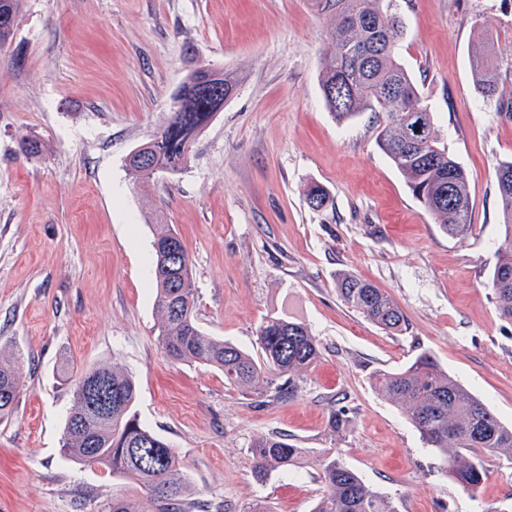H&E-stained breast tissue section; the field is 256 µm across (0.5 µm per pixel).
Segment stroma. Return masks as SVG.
Segmentation results:
<instances>
[{"instance_id":"1","label":"stroma","mask_w":512,"mask_h":512,"mask_svg":"<svg viewBox=\"0 0 512 512\" xmlns=\"http://www.w3.org/2000/svg\"><path fill=\"white\" fill-rule=\"evenodd\" d=\"M398 52L448 152L469 177L471 227L445 234L378 144L382 113L341 121L320 89L331 21L317 0H19L0 46V346L22 354L0 421V512H102L145 491L60 453L78 374L118 364L140 421L176 449L193 498L224 512L262 502L310 512L312 463L257 483L251 444L281 434L333 448L397 512H512V459L491 457L477 492L372 384L428 353L512 425V323L488 286L502 228L496 166L512 119L482 101L470 60L484 46L512 92V0H396ZM239 85L182 171L133 185L127 154L166 121L189 70ZM44 150L23 153L21 136ZM330 192L311 209L304 188ZM163 212L193 262L197 321L248 351L271 314L307 324L323 355L290 399L233 388L210 367L170 361L157 340L150 225ZM401 307L390 334L347 306L341 273ZM346 407L350 429L328 427Z\"/></svg>"}]
</instances>
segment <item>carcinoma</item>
Returning <instances> with one entry per match:
<instances>
[{
    "label": "carcinoma",
    "instance_id": "carcinoma-1",
    "mask_svg": "<svg viewBox=\"0 0 512 512\" xmlns=\"http://www.w3.org/2000/svg\"><path fill=\"white\" fill-rule=\"evenodd\" d=\"M395 0H318L332 21L331 47L323 57L320 85L329 112L339 120L383 112L386 120L378 143L405 179L413 195L437 220L442 231L464 236L470 227L469 181L464 168L440 145L433 131V112L401 62L396 48L402 21ZM18 0H0V46L14 32ZM477 89L498 114L508 113L503 76L476 50L471 59ZM235 76L210 66L191 70L172 97L167 122L127 156L126 167L136 184L155 172H178L190 159L197 136L232 96ZM423 121L421 133L414 126ZM503 240L490 284L500 317L512 323V160L495 169ZM307 204L321 210L331 204L329 192L312 182ZM155 308L158 341L173 362L218 369L224 382L261 393L274 389L277 398H292L298 381L313 368L323 345L310 327L297 319L267 316L257 331V353L211 336L196 318V293L191 257L171 225H152ZM342 301L371 323L389 332L406 330V318L384 290L351 273L337 279ZM21 363L0 348V419L15 408L21 387ZM375 387L399 406L423 442L439 452L452 478L475 492L487 477L483 457H512V427L448 374L428 353L418 354L398 370H379ZM73 406L64 428L61 454L83 465L99 464L114 476L129 479L147 491L144 502L114 498L103 512H194L205 503L187 498L188 484L176 451L141 424L134 410L137 386L132 375L116 364H101L68 377ZM333 434L348 431L343 407L329 413ZM252 468L257 481L271 473L298 467L309 453L278 435L254 441ZM325 491L312 512H397L389 501L365 483L333 448L313 460Z\"/></svg>",
    "mask_w": 512,
    "mask_h": 512
}]
</instances>
